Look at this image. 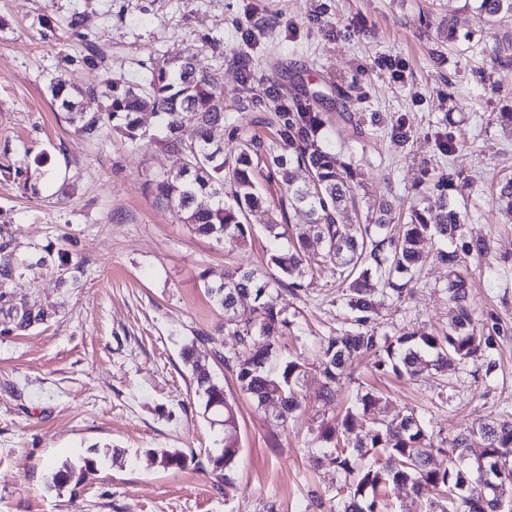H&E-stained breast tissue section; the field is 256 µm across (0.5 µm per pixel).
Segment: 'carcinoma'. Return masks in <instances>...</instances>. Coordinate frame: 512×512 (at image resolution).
Masks as SVG:
<instances>
[{
  "label": "carcinoma",
  "instance_id": "cac0c4a2",
  "mask_svg": "<svg viewBox=\"0 0 512 512\" xmlns=\"http://www.w3.org/2000/svg\"><path fill=\"white\" fill-rule=\"evenodd\" d=\"M480 11L488 17L512 15V0H480ZM54 104L64 119L84 133L106 130L119 133L136 145L146 138L139 113L151 111L162 122V142L185 154L181 169L164 173L152 180L158 199L166 202L192 230L234 248L252 235L249 213L263 202L256 179L259 162L288 186V201L309 216L313 237L288 241V232L279 224L265 226L276 240H283L270 251L266 265L275 269L259 278L253 271L226 270L218 284L205 283L207 295L224 310V329L232 332L241 351L222 357L236 374L239 389L253 403L264 406L279 404L278 417L286 420L300 407V389L308 374L296 358L273 363L279 352V337L285 335L290 320L285 309L276 303L275 293L295 282L300 266L309 251L321 250L324 268L346 286L347 305L356 313L353 326L320 342L323 396L334 395L333 386L355 361L370 358L380 372H404L416 376L433 366L446 369L468 361L485 360L495 338L475 323L463 266L465 257L486 250L481 241L466 240L460 213L443 206L431 223L418 208L412 209L409 221L394 230L388 224V208L366 224H353V185L356 177L349 164L337 162L336 156L319 144L323 125L320 115L300 100L283 105L278 112V138L267 145L257 137H247L237 155L224 159V148L212 145L211 130L224 123V82L219 69L197 59L156 62L141 84L118 85L107 77L98 84L78 85L66 79L50 84ZM102 99L104 110L88 112L85 99ZM307 171V180L296 182L295 171ZM460 242L453 251L441 250L438 257L448 263L449 300L454 316L448 332L441 336H413L403 333L392 339L379 336L368 328L374 312L373 294L377 284L402 294L416 272L422 255L420 242L426 237ZM33 267L16 260L9 236L0 229V335H22L51 318L44 308L32 309L14 301L7 285L22 268ZM251 295L255 306L243 318L236 305L239 298ZM184 363L191 368L196 392L204 397V415L224 429V447L211 453L207 463L218 486L232 487L230 472L240 453L239 421L224 386L215 381L205 366L195 359L194 349L182 350ZM381 397L367 391L356 396L353 406L342 419L320 429L322 441L333 445L329 461L352 477L350 491L329 507V512H382L380 489L389 484L412 483L415 494L423 486L451 493L460 500L459 512H500L499 504L506 485H512V420H490L468 430L456 439L453 451L462 456L470 441L482 443L483 461L476 468L454 463H432L434 444L426 425L410 414L400 420L386 421L375 417ZM374 422L364 430L353 448L339 447L340 437L357 426L361 417ZM371 456L367 463L366 456ZM159 466L165 470H183L197 466L195 456L182 451L163 450ZM492 472L486 484L490 494L484 498L467 495L468 485L482 478V470ZM96 461L83 460L77 467L68 462L49 464L50 486L62 488L81 482L95 472Z\"/></svg>",
  "mask_w": 512,
  "mask_h": 512
}]
</instances>
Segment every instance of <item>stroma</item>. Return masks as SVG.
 Segmentation results:
<instances>
[{"instance_id": "1", "label": "stroma", "mask_w": 512, "mask_h": 512, "mask_svg": "<svg viewBox=\"0 0 512 512\" xmlns=\"http://www.w3.org/2000/svg\"><path fill=\"white\" fill-rule=\"evenodd\" d=\"M478 0H0V225L31 270L9 290L45 326L0 336V512H319L348 477L317 438L357 392L379 412L415 413L434 436L436 461L467 429L512 419V213L499 186L512 179V17L481 15ZM197 58L224 72L225 158L244 136L275 137L282 103L301 99L324 121L321 146L356 168L360 216L381 201L435 214L449 205L465 235L487 244L467 260L474 317L497 328L493 371L461 364L409 378L355 363L334 398L309 384L288 420L258 407L221 361L238 345L204 282L225 269L267 273L265 230L282 213L310 236L283 185L260 178L265 208L253 236L230 250L193 234L156 201L149 182L181 167L179 153L120 135L82 136L51 105L50 83L146 78L161 59ZM402 62L393 73L389 62ZM81 269L61 285L59 248ZM429 259L403 294L385 291L369 327L380 336L447 331L448 267ZM279 304L291 322L280 353L320 372V340L350 326L345 288L305 275ZM196 355L234 401L240 426L232 494L200 469L224 435L203 416L181 351ZM195 454L184 470L156 450ZM96 456L78 486L55 490L48 465ZM387 512H441L433 490L389 485Z\"/></svg>"}]
</instances>
